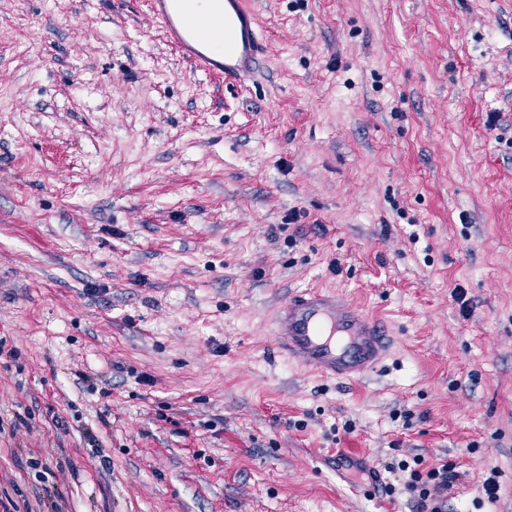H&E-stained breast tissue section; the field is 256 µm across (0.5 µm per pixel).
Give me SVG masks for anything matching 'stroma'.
Wrapping results in <instances>:
<instances>
[{"label":"stroma","mask_w":512,"mask_h":512,"mask_svg":"<svg viewBox=\"0 0 512 512\" xmlns=\"http://www.w3.org/2000/svg\"><path fill=\"white\" fill-rule=\"evenodd\" d=\"M249 5L230 90L148 0H0V512H415L394 455L512 512V0ZM313 286L362 381L274 356ZM390 330L335 293L298 291L278 311L275 346L299 365L338 383H356L372 373L386 353Z\"/></svg>","instance_id":"35a3bbf8"}]
</instances>
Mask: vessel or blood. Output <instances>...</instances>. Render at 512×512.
<instances>
[{
	"label": "vessel or blood",
	"mask_w": 512,
	"mask_h": 512,
	"mask_svg": "<svg viewBox=\"0 0 512 512\" xmlns=\"http://www.w3.org/2000/svg\"><path fill=\"white\" fill-rule=\"evenodd\" d=\"M167 41L196 70L240 87L255 72L266 46L248 0H150ZM390 330L335 293L308 288L289 296L277 315L275 346L299 365L329 380L355 383L386 353Z\"/></svg>",
	"instance_id": "obj_1"
}]
</instances>
